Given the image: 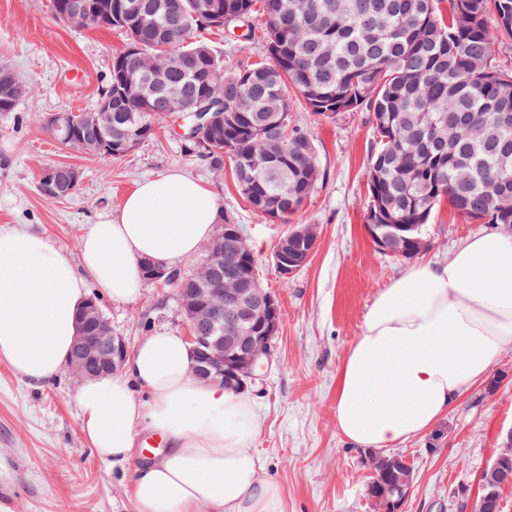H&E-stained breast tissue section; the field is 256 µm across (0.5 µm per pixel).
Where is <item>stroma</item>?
<instances>
[{"label": "stroma", "mask_w": 512, "mask_h": 512, "mask_svg": "<svg viewBox=\"0 0 512 512\" xmlns=\"http://www.w3.org/2000/svg\"><path fill=\"white\" fill-rule=\"evenodd\" d=\"M229 68L264 54L260 42L221 32L206 35ZM124 35L57 21L51 0H0V61L27 89L15 111L0 113V226L26 227L77 255L81 236L101 213L118 207L135 183L176 169L215 195L225 223L241 228L260 263V282L280 303L272 355L246 392L259 421L253 448L259 476L278 483L282 512H380L367 495L371 472L364 449L336 429V376L363 330L378 292L410 267L381 251L367 231V167L373 129L368 113L340 112L325 120L294 101V118L314 139L324 174L297 224L315 225L318 243L309 263L282 277L271 255L288 226L256 214L239 193L232 164L213 170L186 153L178 123L157 124L154 138L113 160L80 154L53 139L42 116L92 109L106 86L113 54ZM81 172L77 192L48 201L37 184L48 167ZM448 204L423 230V260L445 261L469 237L504 233ZM115 335L135 345L157 332L187 333L186 319L168 289L144 282L133 302L99 298ZM70 371L38 383L0 359V512H135L128 495L130 469L103 463L84 434ZM512 446V348H505L486 379L469 387L429 433L398 448L415 472L402 512H472L479 478L498 453Z\"/></svg>", "instance_id": "35a3bbf8"}]
</instances>
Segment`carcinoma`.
<instances>
[{"label": "carcinoma", "mask_w": 512, "mask_h": 512, "mask_svg": "<svg viewBox=\"0 0 512 512\" xmlns=\"http://www.w3.org/2000/svg\"><path fill=\"white\" fill-rule=\"evenodd\" d=\"M75 0H53L66 24L119 29L126 45L112 56L100 101L112 104V125L126 131L112 158L126 144L155 134V123L175 115L189 130L197 117L171 111L169 89L204 94L218 114L205 145L182 139L184 149L219 171L234 165L237 185L251 208L286 224L315 191L323 173L314 139L293 124L290 94L307 111L331 118L366 112L374 132L368 166V209L379 215L377 234L404 225L405 257L424 245L419 229L446 201L484 224H512V183L499 171L512 167V71L496 63L499 45L512 43V0H213L217 17H193L196 0H179L188 23L177 27L155 0H86L76 18ZM258 15L264 59L229 70L204 33L226 32ZM494 20L495 31L488 21ZM236 273L257 278L258 260L238 225ZM161 281L174 295L211 288L194 268ZM367 494L384 512L405 499L413 470L397 457L372 455ZM473 512H493L505 486L486 475Z\"/></svg>", "instance_id": "carcinoma-1"}]
</instances>
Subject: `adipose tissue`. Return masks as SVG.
Instances as JSON below:
<instances>
[{"label": "adipose tissue", "instance_id": "obj_1", "mask_svg": "<svg viewBox=\"0 0 512 512\" xmlns=\"http://www.w3.org/2000/svg\"><path fill=\"white\" fill-rule=\"evenodd\" d=\"M219 221L212 191L178 170L141 180L79 241L80 260L27 230L0 228V359L52 380L66 365L90 289L115 302L141 291L140 264L195 257ZM512 347V237L484 233L445 262L412 266L375 298L336 378V428L352 446L396 448L426 434ZM185 337H144L112 375L82 382L83 430L97 456L131 465L138 429L170 446L133 470L135 512H281L259 477L249 395L190 373Z\"/></svg>", "mask_w": 512, "mask_h": 512}]
</instances>
